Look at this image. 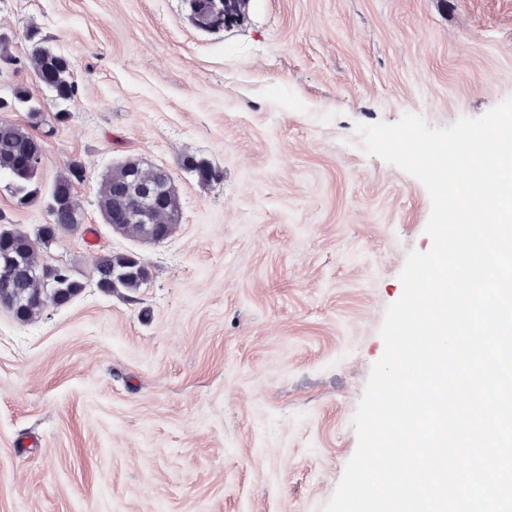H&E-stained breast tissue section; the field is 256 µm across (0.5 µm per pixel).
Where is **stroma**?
Returning <instances> with one entry per match:
<instances>
[{
  "label": "stroma",
  "mask_w": 512,
  "mask_h": 512,
  "mask_svg": "<svg viewBox=\"0 0 512 512\" xmlns=\"http://www.w3.org/2000/svg\"><path fill=\"white\" fill-rule=\"evenodd\" d=\"M30 30L72 62L62 121ZM0 35V98L25 88L55 122L37 185L81 162L84 212L43 254L81 293L27 324L0 307V512H319L406 254L431 247L427 190L355 125L446 127L512 97V0H249L217 30L187 0H0ZM128 160L172 174L164 243L101 217ZM0 214L49 221L5 178ZM109 252L147 266L134 296L95 287Z\"/></svg>",
  "instance_id": "35a3bbf8"
}]
</instances>
